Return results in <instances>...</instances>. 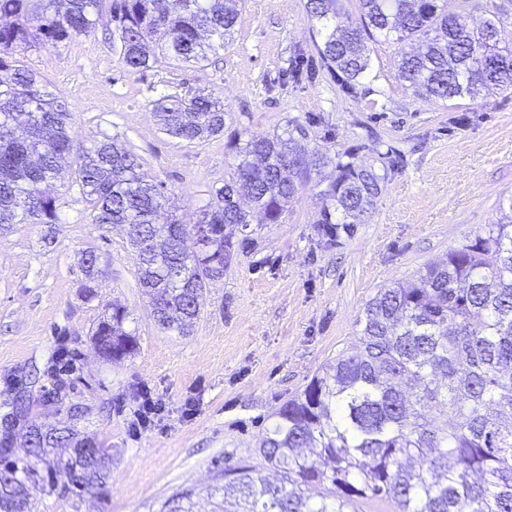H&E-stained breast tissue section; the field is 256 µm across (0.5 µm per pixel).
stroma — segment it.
<instances>
[{
  "label": "stroma",
  "instance_id": "stroma-1",
  "mask_svg": "<svg viewBox=\"0 0 512 512\" xmlns=\"http://www.w3.org/2000/svg\"><path fill=\"white\" fill-rule=\"evenodd\" d=\"M470 24L498 13L512 32V0H444ZM112 20L56 44L21 48L73 115L75 145L117 137L145 176L161 183L176 216L194 223L230 171L231 133L305 134L327 154L353 152L384 177L364 223L326 236L319 193L329 171L312 175L280 223L252 215L248 242L210 282L190 335L161 332L122 226L99 225L72 177L58 182L56 220L17 224L0 237V419L18 395L30 400L28 427L80 407L82 435L107 448L112 468L95 493L74 494L45 477L29 482L34 512H159L174 493L194 490L195 512H212L224 466L270 468L257 446L275 410L300 393L356 338V323L379 289L419 275L499 218L512 196V90L459 106L416 97L397 76V46L370 43V74L348 91L323 66L305 0H245L224 50L196 68L160 59L128 71L112 48ZM303 64L299 79L288 76ZM202 90L224 104L223 134L188 142L164 133L154 103ZM98 256V296L79 290L82 254ZM128 312L134 355L103 358L92 333L107 305ZM75 370L57 390L60 345ZM60 391L56 403L44 397ZM161 407L137 427L143 394Z\"/></svg>",
  "mask_w": 512,
  "mask_h": 512
}]
</instances>
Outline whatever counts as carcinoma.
<instances>
[{"mask_svg": "<svg viewBox=\"0 0 512 512\" xmlns=\"http://www.w3.org/2000/svg\"><path fill=\"white\" fill-rule=\"evenodd\" d=\"M243 0H111L112 47L128 70L158 62L153 37H167L163 55L199 66L224 48ZM101 0H0V235L15 224H53L60 160L74 149L71 112L47 85L17 64V49L57 43L90 29ZM326 67L352 89L369 73L367 43L380 35L401 45L397 70L419 95L475 102L512 90V35L496 14L471 29L438 0H358V19L337 0H306ZM170 136L195 141L224 132V104L199 92L157 100ZM233 173L193 224L156 217L169 204L163 187L140 172L136 155L105 136L79 149L76 182L92 204L94 224H123L139 281L164 331L190 333L209 281L235 255L225 228L247 226L250 200L264 223L278 224L313 170L334 167L320 191V223L348 233L363 222L384 177L353 161L275 134L231 142ZM348 161H343V158ZM501 218L448 261L428 264L412 280L382 288L360 317L355 346L274 413L257 451L280 471L271 481L253 466L224 467L215 512H359L368 499L397 512H512V197ZM206 239L196 253L185 239ZM98 256L82 255L83 297H97ZM94 333L100 354L120 360L136 351L113 303ZM67 420L34 426L24 448L0 439V512H32L26 483L32 463L59 448L66 489L86 493L110 472V456ZM191 490L168 498L161 512H194Z\"/></svg>", "mask_w": 512, "mask_h": 512, "instance_id": "carcinoma-1", "label": "carcinoma"}]
</instances>
